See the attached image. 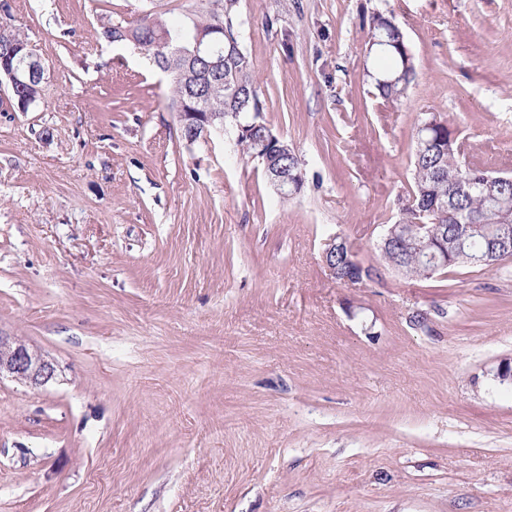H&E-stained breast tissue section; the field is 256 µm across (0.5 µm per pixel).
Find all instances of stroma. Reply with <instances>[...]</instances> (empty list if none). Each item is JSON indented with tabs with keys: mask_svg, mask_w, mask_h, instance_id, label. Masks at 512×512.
Listing matches in <instances>:
<instances>
[{
	"mask_svg": "<svg viewBox=\"0 0 512 512\" xmlns=\"http://www.w3.org/2000/svg\"><path fill=\"white\" fill-rule=\"evenodd\" d=\"M200 0H0L45 69L0 85V334L55 380H0V512H512V258L409 278L381 257L418 124L512 175V0H237L281 202L232 134L186 144L170 79L98 35ZM414 56L380 108L367 34ZM334 235L373 280L322 263ZM264 157L266 161L264 172L270 178V181L275 183L276 192L278 194L288 192V184L294 185V176L292 174L303 171V162L300 156L289 146L288 151L285 154L280 153L278 157L277 161H279V164L287 167L291 175L283 173L281 169H275L274 165H271V161L267 162V154H264Z\"/></svg>",
	"mask_w": 512,
	"mask_h": 512,
	"instance_id": "stroma-1",
	"label": "stroma"
}]
</instances>
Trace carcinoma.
<instances>
[{
  "label": "carcinoma",
  "instance_id": "carcinoma-1",
  "mask_svg": "<svg viewBox=\"0 0 512 512\" xmlns=\"http://www.w3.org/2000/svg\"><path fill=\"white\" fill-rule=\"evenodd\" d=\"M236 0H224V8L217 10L205 4L192 18L189 29L170 24L163 15L147 13L137 25L128 27L112 20L101 27L100 38L114 43L133 38L132 44L149 56L157 68L167 65L172 54V41L177 39L184 50H189L196 32L214 33L222 25L227 34L219 35L217 51L224 56V88L209 91L201 84L185 82L170 72L172 86L171 105L192 96L205 97L206 109L224 114L229 125L238 120L243 124L261 123L262 131L271 126L263 117V107L253 76V64L243 45V22L233 20ZM368 54L373 68L367 71L377 95L387 104H393L407 95L414 75V57L404 35L391 19L379 15L373 22L368 41ZM428 128L416 132L412 159V184L405 195L399 197V218L402 231L395 244L382 251L387 264L398 268L406 276L431 279L445 273L439 269L429 272L426 256L416 252L415 238L418 224L429 214L430 233L437 245H448V267L470 263V257L480 255L483 266L488 267L505 258L501 242H512V181L504 182L493 197L480 193H465L460 181L468 175H487L489 171L466 160L457 131L448 120L435 115L423 120ZM239 151L257 158L258 141L252 134L234 136ZM279 164L294 174L303 170V162L294 149L278 157ZM475 224L465 239L464 248L457 246L461 226ZM358 254L336 252V277L350 278L359 269Z\"/></svg>",
  "mask_w": 512,
  "mask_h": 512
}]
</instances>
